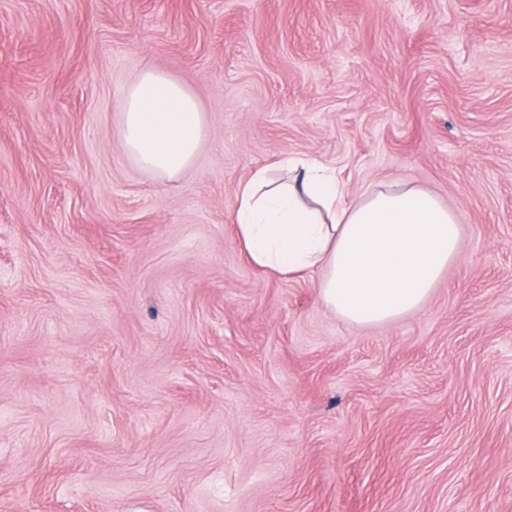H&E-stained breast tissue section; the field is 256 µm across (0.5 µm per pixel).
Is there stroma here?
I'll use <instances>...</instances> for the list:
<instances>
[{
	"mask_svg": "<svg viewBox=\"0 0 512 512\" xmlns=\"http://www.w3.org/2000/svg\"><path fill=\"white\" fill-rule=\"evenodd\" d=\"M207 116L162 179L144 69ZM456 214L417 310L256 266L280 157ZM0 512H512V0H0ZM205 113L194 95L165 74L147 69L128 86L118 136L126 154L159 177L188 169L200 149Z\"/></svg>",
	"mask_w": 512,
	"mask_h": 512,
	"instance_id": "35a3bbf8",
	"label": "stroma"
}]
</instances>
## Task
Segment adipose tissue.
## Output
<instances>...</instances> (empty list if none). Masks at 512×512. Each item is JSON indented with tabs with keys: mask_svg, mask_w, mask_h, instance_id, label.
<instances>
[{
	"mask_svg": "<svg viewBox=\"0 0 512 512\" xmlns=\"http://www.w3.org/2000/svg\"><path fill=\"white\" fill-rule=\"evenodd\" d=\"M206 118L194 95L147 69L128 86L118 136L159 177L188 169ZM288 182L257 169L236 191L237 238L258 267L319 275L320 301L343 320L384 324L418 308L460 257L453 209L418 188L387 186L350 201L335 166L290 157Z\"/></svg>",
	"mask_w": 512,
	"mask_h": 512,
	"instance_id": "ef3b65f1",
	"label": "adipose tissue"
}]
</instances>
